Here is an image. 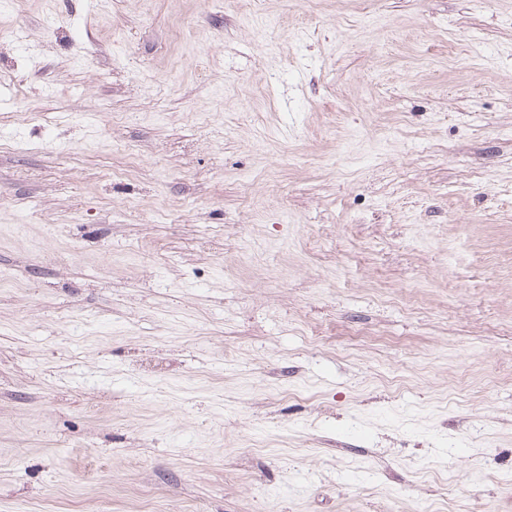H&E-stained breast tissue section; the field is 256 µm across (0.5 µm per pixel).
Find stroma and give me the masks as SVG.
Masks as SVG:
<instances>
[{"label": "stroma", "instance_id": "obj_1", "mask_svg": "<svg viewBox=\"0 0 512 512\" xmlns=\"http://www.w3.org/2000/svg\"><path fill=\"white\" fill-rule=\"evenodd\" d=\"M0 87V512H512V0H24Z\"/></svg>", "mask_w": 512, "mask_h": 512}]
</instances>
